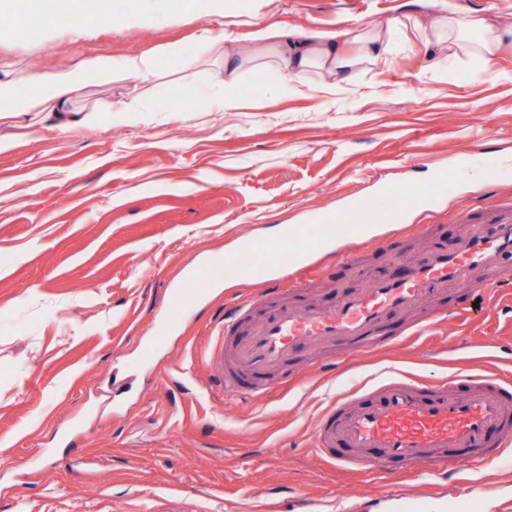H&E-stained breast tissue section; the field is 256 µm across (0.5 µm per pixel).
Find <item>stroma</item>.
Wrapping results in <instances>:
<instances>
[{
  "label": "stroma",
  "instance_id": "35a3bbf8",
  "mask_svg": "<svg viewBox=\"0 0 512 512\" xmlns=\"http://www.w3.org/2000/svg\"><path fill=\"white\" fill-rule=\"evenodd\" d=\"M130 0H112L118 21L87 38L34 49L23 30L51 0H24L0 24L19 67L47 75L82 55L150 53L154 90L88 73L78 107L135 100L136 120L102 115L63 133L32 112L0 124V512H512V454L476 473L472 497L459 481L414 482L433 501L388 502L381 472L337 469L310 446L314 422L336 389L392 367L436 379L464 367L512 374V323L471 312L421 336L390 321L391 343L346 352L333 373L291 359L269 395L225 397L204 355L226 305L259 288L224 284L197 304L167 348L141 363L143 338L171 290L200 261L240 236L276 238L284 225L335 214L374 192V176L432 188L433 167H458L410 245L331 261L308 289L286 300L328 305L376 277L393 258L450 247L469 191L495 180L485 158L512 161V49L495 76L467 57L426 66L404 35L392 64L327 93L312 80L293 91L268 74L238 82L236 106L218 112L210 91L221 74L194 35L209 29L250 53L254 0H224L220 16L128 27ZM421 0H272L270 21L342 32L425 13ZM491 347L478 349L474 339Z\"/></svg>",
  "mask_w": 512,
  "mask_h": 512
}]
</instances>
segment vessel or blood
<instances>
[{"mask_svg":"<svg viewBox=\"0 0 512 512\" xmlns=\"http://www.w3.org/2000/svg\"><path fill=\"white\" fill-rule=\"evenodd\" d=\"M420 194L406 185L383 184L356 199L339 222L318 236L294 225L277 242L260 235L242 239L223 258L208 260L193 273L171 307L172 316L186 318L205 285L258 279L263 292L225 311L216 330L224 345L212 350L209 370L228 397L250 399L267 394L275 376L289 360L308 352L317 370L336 368L343 350L370 352L387 341V321L398 315L416 318L409 331L418 334L459 313L458 308H431L450 288H469L484 298L512 288V199L482 196L465 216L469 230L456 246L432 248L415 258L404 277L377 278L323 306L279 305L271 314L251 319L253 307L278 293L281 285L309 287L304 271L324 270L330 259L357 263L365 247L404 242L407 233L427 232V208ZM259 254L250 270L240 258ZM484 279H477V272ZM512 439V381L471 373L434 382H417L397 372L381 374L361 388L339 393L315 421L311 445L337 465L368 473L385 466L387 474L416 472L429 461L441 480L461 470L479 471L499 460ZM347 448L337 456V447Z\"/></svg>","mask_w":512,"mask_h":512,"instance_id":"obj_1","label":"vessel or blood"}]
</instances>
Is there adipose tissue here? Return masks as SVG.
<instances>
[{
  "instance_id": "obj_1",
  "label": "adipose tissue",
  "mask_w": 512,
  "mask_h": 512,
  "mask_svg": "<svg viewBox=\"0 0 512 512\" xmlns=\"http://www.w3.org/2000/svg\"><path fill=\"white\" fill-rule=\"evenodd\" d=\"M399 28L394 19L367 28L357 26L340 34L260 22L250 34L253 50L248 55L239 50L234 40L213 36L210 30L200 31L198 37L224 74L223 93L214 103L221 111L235 105L237 83L248 71L273 72L284 87L313 72L319 77L320 90L335 91L369 66L387 60ZM412 33L425 51L450 50L478 59L488 74L501 50L512 45V22L505 24L492 15L475 12H446L431 25L416 20ZM90 72L107 80L117 74L144 83H154L159 78L147 54L119 58L91 55L47 77L25 74L11 57H0V119L45 112L53 116L59 131L72 130L89 118L88 113L74 107L73 95L83 89ZM25 83L31 85V94H22Z\"/></svg>"
}]
</instances>
